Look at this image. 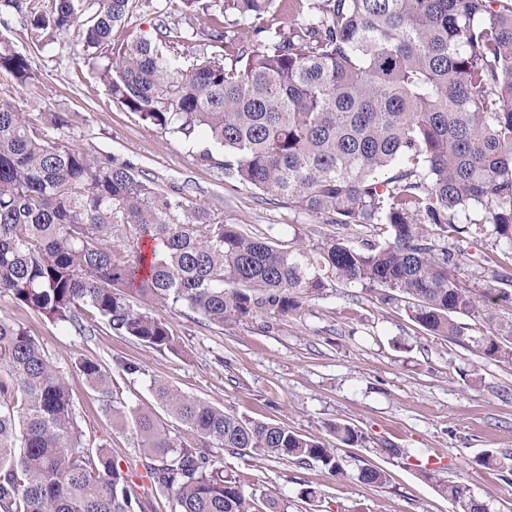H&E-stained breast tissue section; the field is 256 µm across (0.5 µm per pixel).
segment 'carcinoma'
Returning <instances> with one entry per match:
<instances>
[{
  "label": "carcinoma",
  "mask_w": 512,
  "mask_h": 512,
  "mask_svg": "<svg viewBox=\"0 0 512 512\" xmlns=\"http://www.w3.org/2000/svg\"><path fill=\"white\" fill-rule=\"evenodd\" d=\"M14 5L37 33L74 31L84 47L104 51L99 77L112 98L152 126L223 149L225 176L326 224L376 226L388 238L291 246L254 236L155 189L128 162L41 136L20 100L0 97V296L80 333L89 330L81 314L94 316L162 350L174 348L171 326L124 292L184 304L222 327L297 314L344 282L403 303L426 332L512 362V333L467 336L458 321L512 297V276L495 272L501 287L477 296L449 273L463 259L448 247L476 231L512 250V0H288L303 19L286 30L267 23L279 0H213L223 17L254 28L259 44L233 47L228 62L188 66L150 39L114 49L130 0ZM3 72L21 88L35 79L0 35ZM38 119L62 133L73 127L68 112ZM475 206L479 219L468 215ZM126 234L127 256L112 249V237ZM76 366L114 410L104 367ZM153 392L191 441L136 418L148 500L109 449L86 443L73 394L41 344L0 318V512H147L161 498L174 512H252L215 448L344 473L324 439L239 417L163 381ZM329 432L344 444L362 438L350 425ZM474 463L512 484V454L487 451ZM435 472L423 477L461 512H488L464 483ZM356 478L371 487L388 481L369 465Z\"/></svg>",
  "instance_id": "1"
}]
</instances>
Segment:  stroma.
Instances as JSON below:
<instances>
[{
    "mask_svg": "<svg viewBox=\"0 0 512 512\" xmlns=\"http://www.w3.org/2000/svg\"><path fill=\"white\" fill-rule=\"evenodd\" d=\"M115 44L132 37L156 38L159 24L183 38L162 49L184 64L202 56L224 58L230 43L248 42L247 30L234 26L227 40L200 37L211 19L206 12L158 13L147 0H131ZM0 34L23 53L36 82L20 88L0 75V94H17L30 114L68 112L74 129L68 146L133 163L154 177L163 192L186 197L196 207L223 217L225 223L256 235H273L286 244L315 243L328 237L360 241L358 225L326 224L295 210L286 200L225 179L224 154L210 160L199 145L157 127L112 101L97 77V60L88 58L77 34L46 41L31 31L25 13L0 0ZM459 246L467 256L458 278L474 293L491 283L501 248L489 238H467ZM148 311L172 327L175 345L158 350L95 324L92 332L52 322L44 315L0 297V317L22 324L63 371L73 390L78 422L90 446H107L122 471L145 473L141 449L130 423L152 415L171 436L185 439L181 424L159 406L151 383L160 379L182 392L257 420L279 422L309 438H328L333 423L359 429L362 438L339 445L345 472L331 474L318 464L298 465L255 454L225 456L227 469L244 479L254 506L267 497L287 502L288 512H306L299 493H321L318 512H458L424 467L439 478L465 483L489 512H512V485L473 460L487 450L512 452V363L474 354L448 339L424 332L403 307L381 304L365 288L336 284L306 302L301 312L283 318L262 315L224 326L211 324L186 306L149 303ZM102 364L116 389L120 416L102 406L77 363ZM137 365L127 373L125 364ZM478 371L481 383L464 379ZM385 470L389 481L375 488L357 481L360 466Z\"/></svg>",
    "mask_w": 512,
    "mask_h": 512,
    "instance_id": "1",
    "label": "stroma"
}]
</instances>
